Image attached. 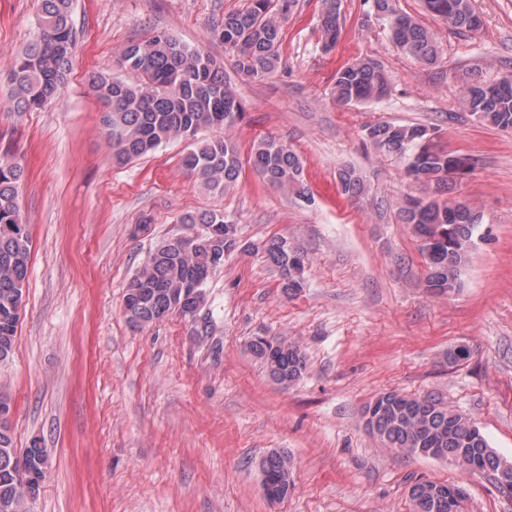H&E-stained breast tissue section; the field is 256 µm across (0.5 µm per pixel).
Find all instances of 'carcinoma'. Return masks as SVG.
<instances>
[{"instance_id": "1", "label": "carcinoma", "mask_w": 512, "mask_h": 512, "mask_svg": "<svg viewBox=\"0 0 512 512\" xmlns=\"http://www.w3.org/2000/svg\"><path fill=\"white\" fill-rule=\"evenodd\" d=\"M37 35L14 58L4 82L8 93L0 106L10 112H32L50 104L67 80L76 45L72 0H38ZM375 19L405 55L431 64L437 58L433 34L412 16L400 11L396 0H368ZM426 10L463 34L481 29L482 18L473 0H424ZM296 0H248V5L224 14L212 35L224 43L236 73L245 80H262L277 72L283 22ZM320 17L324 48L335 47L339 35L341 0H323ZM121 68L140 76L130 83L108 71H92L87 82L105 108L104 123L112 157L127 164L164 144L185 138L190 148L183 167L203 187L226 192L239 181L243 163L232 131L244 114V106L231 84L224 81V62L199 48L181 42L164 30L143 41H130L118 52ZM389 76L370 58L357 60L336 71L333 98L341 106H355L383 99L389 92ZM464 111L501 130H512V72L490 84H474L462 92ZM367 140L378 151L406 160L411 181L431 192L407 196L398 203L397 217L420 242L429 272L425 290L431 296H447L460 288L461 275L474 244L483 215L452 196L456 175L472 168V159L449 152L430 129L420 124L380 122L367 128ZM250 167L263 182L298 198L308 196L301 157L286 144L265 138L253 144ZM24 166L12 156H0V355L8 360L18 334V316L11 314L15 295L23 294L32 239L28 224L18 223L19 197ZM341 191L351 199L365 190L357 170L338 171ZM179 223L196 230L161 243L126 284L124 305L129 321L152 323L178 312L195 316L205 303L209 277L224 265V257L243 248L238 225L222 212L185 213ZM266 259L282 274V290L298 294L305 286L310 258L285 236L262 245ZM201 281L194 298L183 301V289ZM247 347L277 383L288 386L306 368L300 349L285 340L256 336ZM370 429L388 448L436 460H450L469 472L478 469L512 485V465L500 457L466 414L454 410L433 395L407 397L388 392L368 405ZM45 455L42 448H15L9 425L0 424V512H28V500L13 492V471L19 456ZM261 470L277 479L287 496L293 487L291 458L273 450L260 463ZM434 481L411 487L416 512H462L465 489L459 496L437 499L428 489Z\"/></svg>"}]
</instances>
